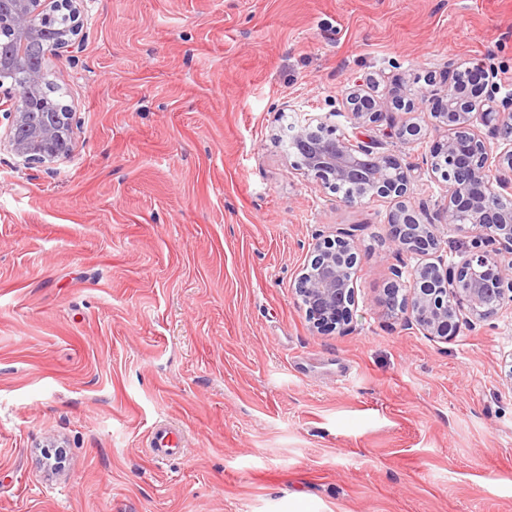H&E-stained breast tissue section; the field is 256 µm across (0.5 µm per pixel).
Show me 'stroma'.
<instances>
[{"mask_svg":"<svg viewBox=\"0 0 512 512\" xmlns=\"http://www.w3.org/2000/svg\"><path fill=\"white\" fill-rule=\"evenodd\" d=\"M80 20L48 74L70 154L0 144V512H512V303L445 343L406 326L396 200L347 205L288 146L308 117L382 141L460 262L481 231L441 223L424 163L448 128L358 127L345 97L438 95L478 61L512 98V0H83ZM344 228L353 322L320 335L294 282ZM159 424L183 436L164 460Z\"/></svg>","mask_w":512,"mask_h":512,"instance_id":"1","label":"stroma"}]
</instances>
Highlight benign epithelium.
<instances>
[{
    "instance_id": "1",
    "label": "benign epithelium",
    "mask_w": 512,
    "mask_h": 512,
    "mask_svg": "<svg viewBox=\"0 0 512 512\" xmlns=\"http://www.w3.org/2000/svg\"><path fill=\"white\" fill-rule=\"evenodd\" d=\"M81 0H0V27L15 33L23 44L44 46L25 72L30 97L15 103L13 81L17 59L0 51V110L10 120L7 136L10 150L29 163L43 164L69 154L76 113L39 97L47 81L51 60L78 47ZM65 10L73 18L67 32L48 26L49 14ZM497 84L484 68L470 70L467 81L448 72L442 108L431 113L437 124L453 130L445 140H436L425 157L433 174L445 182L441 205L443 223L462 227L470 224L489 232L472 240L464 260L449 264L440 256V238L435 225L425 224L417 211L405 203L410 179L399 159L378 151L372 141L335 135L321 122L300 126L292 136L296 166L312 175L332 192L346 186L349 204L364 199L392 197L399 201L390 217V238L395 248L410 254L437 255V261L416 265L412 288L400 295V283L387 288V302L411 325L432 340L446 342L463 324L492 318L504 302H512V144L492 149L473 129L475 121L499 126L512 115V100L496 98ZM347 110L356 124L378 120L390 106L419 110L416 100L403 97L375 100L356 90L347 94ZM360 253L354 234L341 232L317 241L295 279V294L301 300L314 331L327 335L347 330L356 305L355 274Z\"/></svg>"
}]
</instances>
